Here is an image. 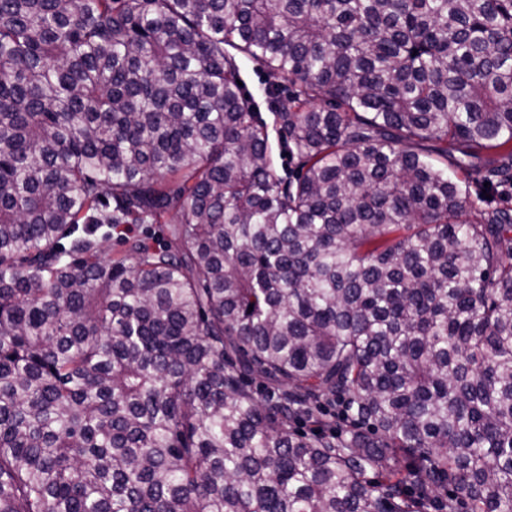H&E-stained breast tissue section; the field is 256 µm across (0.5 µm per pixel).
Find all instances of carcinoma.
I'll return each instance as SVG.
<instances>
[{
	"mask_svg": "<svg viewBox=\"0 0 512 512\" xmlns=\"http://www.w3.org/2000/svg\"><path fill=\"white\" fill-rule=\"evenodd\" d=\"M474 181L512 182V0H0V512H512ZM228 50L234 56L239 68L245 95L255 102L256 111L268 126L275 171L285 183H288L290 179L295 177L298 170L297 159L288 156V141H284L274 124L272 103L266 91L269 81L267 71L258 62L231 48H228ZM167 224H122L117 229L101 228L97 236L101 237L108 233L107 250L112 257L120 256L124 253L128 238H139L144 240L152 247H159L165 239V229Z\"/></svg>",
	"mask_w": 512,
	"mask_h": 512,
	"instance_id": "cac0c4a2",
	"label": "carcinoma"
}]
</instances>
